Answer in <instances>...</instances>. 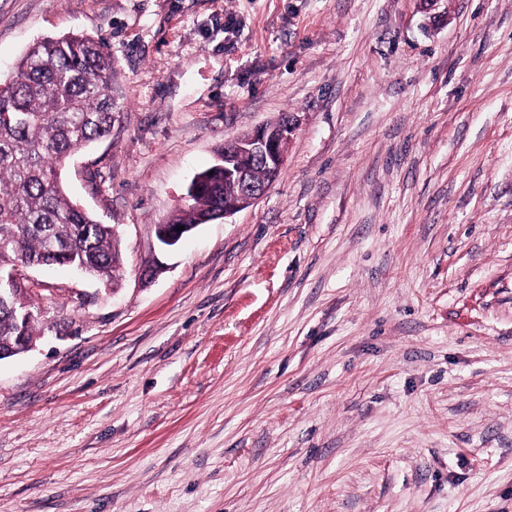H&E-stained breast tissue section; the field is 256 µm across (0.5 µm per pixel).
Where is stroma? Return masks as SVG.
<instances>
[{"mask_svg": "<svg viewBox=\"0 0 512 512\" xmlns=\"http://www.w3.org/2000/svg\"><path fill=\"white\" fill-rule=\"evenodd\" d=\"M71 34L115 68L62 179L119 285L22 268L0 512H512V0H0V73ZM284 115L265 196L160 250Z\"/></svg>", "mask_w": 512, "mask_h": 512, "instance_id": "stroma-1", "label": "stroma"}]
</instances>
